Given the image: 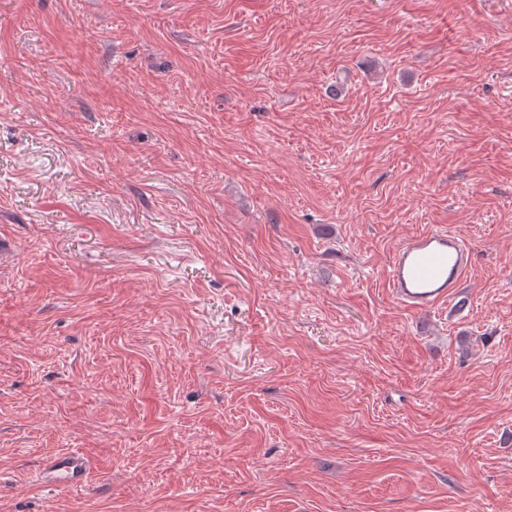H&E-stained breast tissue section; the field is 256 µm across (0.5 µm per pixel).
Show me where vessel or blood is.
Segmentation results:
<instances>
[{
  "mask_svg": "<svg viewBox=\"0 0 512 512\" xmlns=\"http://www.w3.org/2000/svg\"><path fill=\"white\" fill-rule=\"evenodd\" d=\"M473 253L457 235L433 230L402 241L394 250L388 285L394 298L413 311H425L456 297L472 264ZM89 457L79 451L48 459L43 471L54 486L72 488L89 473Z\"/></svg>",
  "mask_w": 512,
  "mask_h": 512,
  "instance_id": "1",
  "label": "vessel or blood"
}]
</instances>
